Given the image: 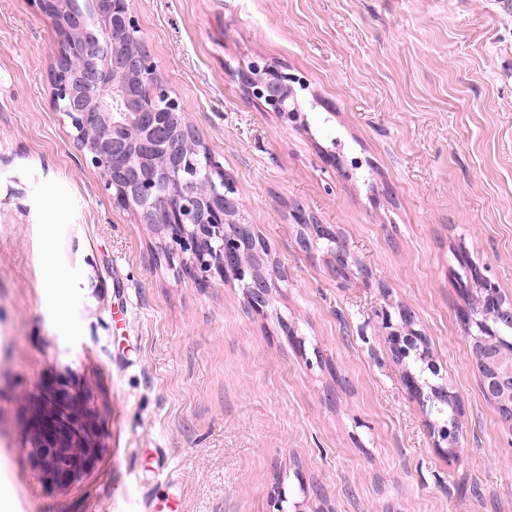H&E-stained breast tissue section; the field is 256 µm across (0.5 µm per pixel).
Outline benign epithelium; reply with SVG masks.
Listing matches in <instances>:
<instances>
[{"label":"benign epithelium","instance_id":"obj_1","mask_svg":"<svg viewBox=\"0 0 512 512\" xmlns=\"http://www.w3.org/2000/svg\"><path fill=\"white\" fill-rule=\"evenodd\" d=\"M36 9L63 30L56 41L51 69L52 105L75 130V141L85 162L99 171L107 189L120 188L116 205L135 212L138 223L148 226L164 246V256L177 262L182 272L206 284L224 279L228 265L240 257L234 241L246 238L251 224L242 213L235 192L224 185V169L217 162L202 176H186L184 157L192 144V128L180 101L170 99L164 111L138 106L130 80L155 70L152 57L140 47L125 50L113 33L142 35L130 0H33ZM256 100L285 122L299 120L293 77L266 61L253 63L243 74ZM270 245L256 247L244 266L254 269L245 294L251 309L262 313L271 301L278 269H263ZM330 255L336 275L348 276L349 260L344 245ZM468 281L479 288L472 303L478 334L471 352L481 377L482 389L498 411L505 429L512 433V344L499 336L497 325L512 324V301H506L498 285L481 270L469 272ZM385 330L396 359L425 344L414 328V315L405 310L393 320L383 312ZM412 395L429 389L438 402L452 403L454 394L441 384L426 387L407 381ZM33 457L40 475L48 482L65 485L96 457L99 447L88 411L76 393L49 389L31 403ZM437 448L456 455L451 433L441 441V428L430 425Z\"/></svg>","mask_w":512,"mask_h":512}]
</instances>
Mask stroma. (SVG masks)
Segmentation results:
<instances>
[{
  "label": "stroma",
  "mask_w": 512,
  "mask_h": 512,
  "mask_svg": "<svg viewBox=\"0 0 512 512\" xmlns=\"http://www.w3.org/2000/svg\"><path fill=\"white\" fill-rule=\"evenodd\" d=\"M158 73L283 279L264 314L199 287L116 209L52 105L54 25L0 0V512H512V434L458 312L468 264L512 299V0H132ZM276 61L331 111L284 124L240 73ZM330 227L337 278L293 219ZM414 315L457 402V459L377 316ZM79 389L99 453L38 476L27 405ZM168 466L170 479L159 478Z\"/></svg>",
  "instance_id": "obj_1"
}]
</instances>
